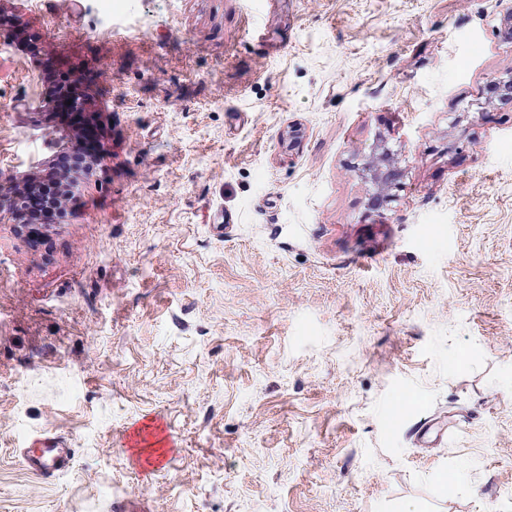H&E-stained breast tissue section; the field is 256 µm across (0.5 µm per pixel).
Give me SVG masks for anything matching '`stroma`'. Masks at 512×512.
<instances>
[{
  "instance_id": "35a3bbf8",
  "label": "stroma",
  "mask_w": 512,
  "mask_h": 512,
  "mask_svg": "<svg viewBox=\"0 0 512 512\" xmlns=\"http://www.w3.org/2000/svg\"><path fill=\"white\" fill-rule=\"evenodd\" d=\"M0 19V183L80 144L50 75L97 144L63 219L0 222V512H512V110L472 104L512 0ZM380 139L405 178L377 214ZM46 437L74 451L50 480L20 455ZM71 101L70 105L67 102ZM59 105L65 112H69L73 119H79L85 112V99L71 98L67 91H63L57 98L46 97L40 102V108Z\"/></svg>"
}]
</instances>
